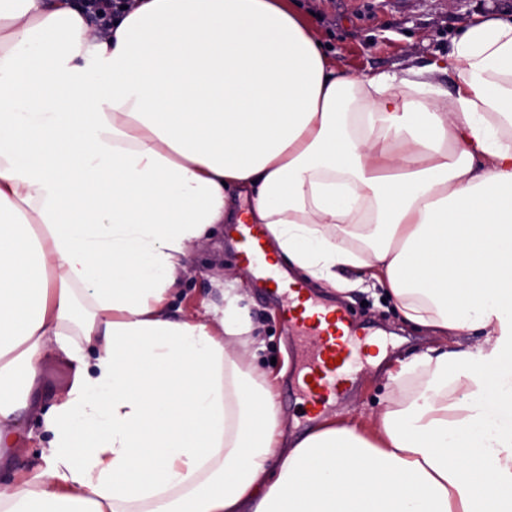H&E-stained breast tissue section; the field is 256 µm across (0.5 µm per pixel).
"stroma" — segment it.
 <instances>
[{"mask_svg":"<svg viewBox=\"0 0 512 512\" xmlns=\"http://www.w3.org/2000/svg\"><path fill=\"white\" fill-rule=\"evenodd\" d=\"M304 14L317 36L343 69L359 74L430 65L453 49L459 28L475 17L498 14L512 17V0H300ZM229 225L219 229L192 252L191 270L181 288L190 312L201 315L224 305L217 282L225 273L239 277L240 302L252 322L264 327L265 349L261 370L277 375L276 407L285 426L307 428V405L299 376L308 359V345L288 331L282 302L263 295L249 268L241 261ZM313 289L323 302L346 307L359 333L380 340L359 357L352 373L353 389L333 402V409H347L361 417L385 395L384 382L374 377L369 363L379 350L399 349L409 356L426 346L423 332L400 321L389 303L376 298L371 283L341 294L323 284Z\"/></svg>","mask_w":512,"mask_h":512,"instance_id":"35a3bbf8","label":"stroma"}]
</instances>
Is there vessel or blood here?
Instances as JSON below:
<instances>
[{"instance_id":"obj_1","label":"vessel or blood","mask_w":512,"mask_h":512,"mask_svg":"<svg viewBox=\"0 0 512 512\" xmlns=\"http://www.w3.org/2000/svg\"><path fill=\"white\" fill-rule=\"evenodd\" d=\"M236 232L246 247L243 259L255 280L282 296L289 329L310 343L312 356L304 368V389L310 409H317L327 396L345 387L354 364L356 331L348 312L344 307L318 302L307 295L304 284L281 274L269 258L264 226L243 223L237 225Z\"/></svg>"}]
</instances>
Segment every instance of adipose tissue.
Wrapping results in <instances>:
<instances>
[{"mask_svg":"<svg viewBox=\"0 0 512 512\" xmlns=\"http://www.w3.org/2000/svg\"><path fill=\"white\" fill-rule=\"evenodd\" d=\"M356 76L297 0H0V512H512V19ZM248 196L246 212L232 209ZM449 343L379 411L285 430L260 327L175 300L215 225ZM475 337L457 348L452 338ZM72 370L25 415L50 356Z\"/></svg>","mask_w":512,"mask_h":512,"instance_id":"ef3b65f1","label":"adipose tissue"}]
</instances>
